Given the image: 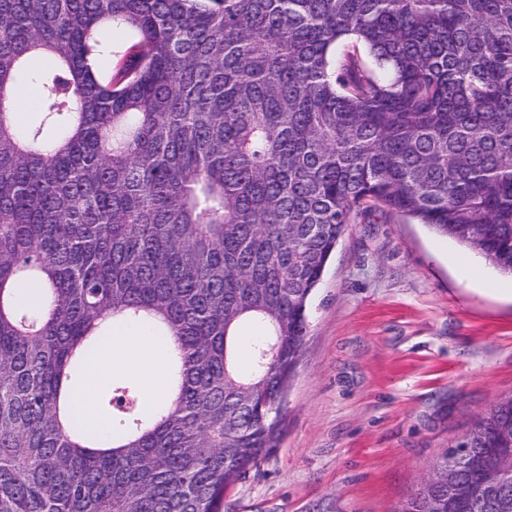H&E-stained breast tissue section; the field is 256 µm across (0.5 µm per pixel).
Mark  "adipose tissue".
Returning <instances> with one entry per match:
<instances>
[{
  "label": "adipose tissue",
  "mask_w": 512,
  "mask_h": 512,
  "mask_svg": "<svg viewBox=\"0 0 512 512\" xmlns=\"http://www.w3.org/2000/svg\"><path fill=\"white\" fill-rule=\"evenodd\" d=\"M170 347L169 339L145 329L130 325L114 328L112 338L87 363L84 383L75 393L77 406L90 429H97L101 420L96 395L116 371L140 376L147 406L166 400L165 356Z\"/></svg>",
  "instance_id": "obj_1"
}]
</instances>
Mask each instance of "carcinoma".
<instances>
[{
  "instance_id": "carcinoma-1",
  "label": "carcinoma",
  "mask_w": 512,
  "mask_h": 512,
  "mask_svg": "<svg viewBox=\"0 0 512 512\" xmlns=\"http://www.w3.org/2000/svg\"><path fill=\"white\" fill-rule=\"evenodd\" d=\"M375 212L512 274V0H0V512H224ZM107 315L172 338L173 395L113 386L100 433L69 401ZM466 436L512 472V395ZM455 509L425 479L399 512ZM465 512H512V479Z\"/></svg>"
}]
</instances>
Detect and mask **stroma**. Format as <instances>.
<instances>
[{"label":"stroma","instance_id":"stroma-1","mask_svg":"<svg viewBox=\"0 0 512 512\" xmlns=\"http://www.w3.org/2000/svg\"><path fill=\"white\" fill-rule=\"evenodd\" d=\"M512 394V275L400 216L336 247L276 452L224 512H397L430 464Z\"/></svg>","mask_w":512,"mask_h":512}]
</instances>
